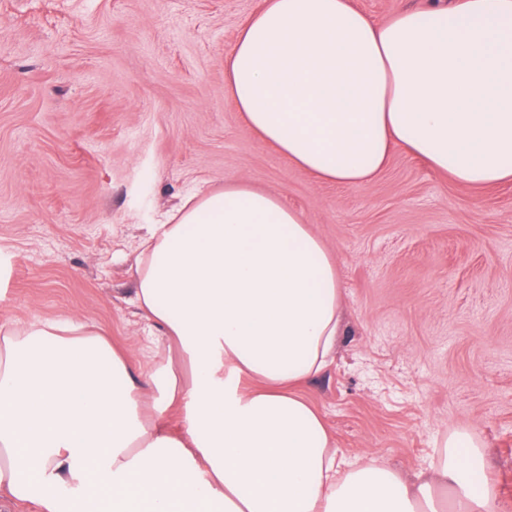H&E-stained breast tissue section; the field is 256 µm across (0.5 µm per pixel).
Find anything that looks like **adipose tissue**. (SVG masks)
Instances as JSON below:
<instances>
[{
	"mask_svg": "<svg viewBox=\"0 0 512 512\" xmlns=\"http://www.w3.org/2000/svg\"><path fill=\"white\" fill-rule=\"evenodd\" d=\"M226 82L249 129L319 181L370 183L396 148L468 186L512 181V0H429L384 22L350 0H264ZM135 299L187 383L170 362L138 380L92 323L0 321V498L43 512H495L468 434L410 483L332 447L298 389L336 349L342 285L277 196L231 183L187 197L142 238Z\"/></svg>",
	"mask_w": 512,
	"mask_h": 512,
	"instance_id": "adipose-tissue-1",
	"label": "adipose tissue"
}]
</instances>
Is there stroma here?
Returning <instances> with one entry per match:
<instances>
[{
	"instance_id": "stroma-1",
	"label": "stroma",
	"mask_w": 512,
	"mask_h": 512,
	"mask_svg": "<svg viewBox=\"0 0 512 512\" xmlns=\"http://www.w3.org/2000/svg\"><path fill=\"white\" fill-rule=\"evenodd\" d=\"M263 0H0V317L106 329L149 372L138 242L196 191L246 183L320 236L343 285L336 359L301 385L340 455L403 477L467 432L512 512V182L461 185L394 149L316 181L224 84Z\"/></svg>"
}]
</instances>
